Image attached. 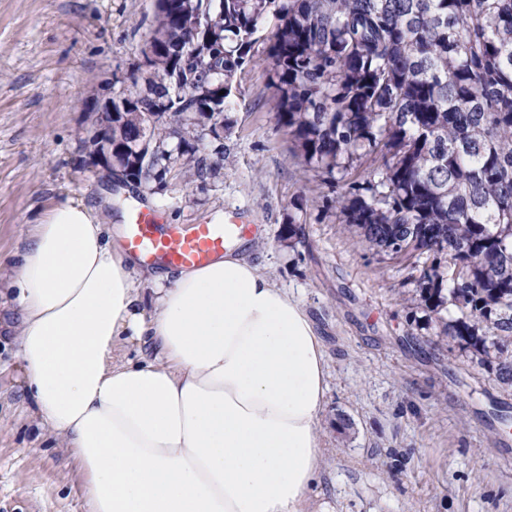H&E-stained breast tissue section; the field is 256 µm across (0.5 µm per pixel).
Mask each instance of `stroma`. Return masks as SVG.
I'll use <instances>...</instances> for the list:
<instances>
[{
	"instance_id": "obj_1",
	"label": "stroma",
	"mask_w": 512,
	"mask_h": 512,
	"mask_svg": "<svg viewBox=\"0 0 512 512\" xmlns=\"http://www.w3.org/2000/svg\"><path fill=\"white\" fill-rule=\"evenodd\" d=\"M156 0H0V292L33 225L59 201L110 191L81 147L142 56ZM263 63L236 76L224 167L205 185L120 189L168 223L245 209L244 248L316 322L328 362L321 481L311 512H512V388L449 357L400 264L325 220L335 197L296 164ZM25 392L16 340L0 335V512H87L84 477Z\"/></svg>"
}]
</instances>
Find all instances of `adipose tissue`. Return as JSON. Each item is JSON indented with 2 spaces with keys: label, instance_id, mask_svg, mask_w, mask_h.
Returning <instances> with one entry per match:
<instances>
[{
  "label": "adipose tissue",
  "instance_id": "ef3b65f1",
  "mask_svg": "<svg viewBox=\"0 0 512 512\" xmlns=\"http://www.w3.org/2000/svg\"><path fill=\"white\" fill-rule=\"evenodd\" d=\"M99 208L57 203L16 259L0 331L88 512H305L319 481L323 342L299 300L228 249L161 267L152 310ZM139 349L123 359L120 347Z\"/></svg>",
  "mask_w": 512,
  "mask_h": 512
}]
</instances>
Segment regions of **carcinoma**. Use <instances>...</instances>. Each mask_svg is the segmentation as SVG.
Instances as JSON below:
<instances>
[{"label": "carcinoma", "mask_w": 512, "mask_h": 512, "mask_svg": "<svg viewBox=\"0 0 512 512\" xmlns=\"http://www.w3.org/2000/svg\"><path fill=\"white\" fill-rule=\"evenodd\" d=\"M266 28L289 151L340 183L325 218L403 263L439 335L512 386V0H156L134 91L86 154L146 186L206 182L224 152L200 155L205 132Z\"/></svg>", "instance_id": "carcinoma-1"}]
</instances>
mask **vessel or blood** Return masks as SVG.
Wrapping results in <instances>:
<instances>
[{
  "label": "vessel or blood",
  "instance_id": "obj_1",
  "mask_svg": "<svg viewBox=\"0 0 512 512\" xmlns=\"http://www.w3.org/2000/svg\"><path fill=\"white\" fill-rule=\"evenodd\" d=\"M256 230L253 216L244 210L232 212L220 224H169L161 210L139 206L126 217L123 246L152 264L198 268Z\"/></svg>",
  "mask_w": 512,
  "mask_h": 512
}]
</instances>
